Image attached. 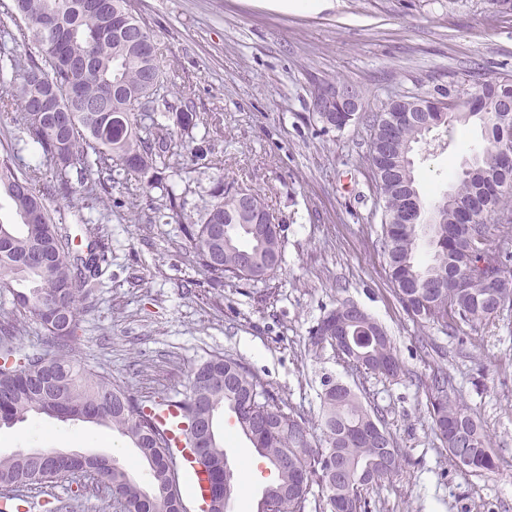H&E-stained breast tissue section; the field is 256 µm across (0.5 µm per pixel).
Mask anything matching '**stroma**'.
<instances>
[{
  "label": "stroma",
  "mask_w": 512,
  "mask_h": 512,
  "mask_svg": "<svg viewBox=\"0 0 512 512\" xmlns=\"http://www.w3.org/2000/svg\"><path fill=\"white\" fill-rule=\"evenodd\" d=\"M161 61L176 71L185 100L218 128L195 131L207 153L182 154L176 177L185 192L180 220L153 223L163 188L121 180L104 200L86 189L52 196L48 207L72 242L89 231L78 216L101 219L111 265L78 314L75 354L141 400L190 393L192 371L221 355L242 364L284 409L310 424L321 416L325 379L348 385L381 409L404 453L400 472L370 495L371 512H512V307L478 329L454 335L414 323L390 282L381 246L382 203L369 161L372 116L398 97L454 82L474 71L512 75V16L490 0H334L312 12L272 9L261 0H136ZM352 86L362 102L344 128L324 126L313 110L318 86ZM414 154L423 196L446 189L462 161L482 151L479 127L439 128ZM15 169L41 165L22 124L0 117V159ZM46 177L50 166L41 165ZM259 193L281 228L282 263L270 278L207 283L195 264L186 223L198 220L217 178ZM348 300L382 324L404 373L388 379L353 371L333 349L313 351L309 332L336 302ZM446 371L455 396L486 429L499 459L495 472L451 463L427 408L426 385ZM236 482L228 512H257L274 477L245 482L255 458L241 432H226ZM54 448L112 456L139 481L147 470L118 433L39 414L0 427V454ZM76 512H102L104 488L91 479L58 482Z\"/></svg>",
  "instance_id": "1"
}]
</instances>
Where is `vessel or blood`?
I'll return each instance as SVG.
<instances>
[{
    "label": "vessel or blood",
    "mask_w": 512,
    "mask_h": 512,
    "mask_svg": "<svg viewBox=\"0 0 512 512\" xmlns=\"http://www.w3.org/2000/svg\"><path fill=\"white\" fill-rule=\"evenodd\" d=\"M152 415L157 427L171 444L173 462L189 487V497L195 512H203L209 493V480L197 462L194 449L186 445L187 423L181 400L176 397L169 398L166 405L154 409Z\"/></svg>",
    "instance_id": "vessel-or-blood-1"
}]
</instances>
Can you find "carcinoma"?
I'll list each match as a JSON object with an SVG mask.
<instances>
[{
	"instance_id": "obj_1",
	"label": "carcinoma",
	"mask_w": 512,
	"mask_h": 512,
	"mask_svg": "<svg viewBox=\"0 0 512 512\" xmlns=\"http://www.w3.org/2000/svg\"><path fill=\"white\" fill-rule=\"evenodd\" d=\"M84 2L12 0L11 14L24 25L17 26L9 39L31 41L40 51L25 62L0 51V112L20 107L23 130L55 171V182L42 186L37 170L16 171L7 161L0 162V192L13 202L21 219L18 224H0V236L8 245L0 251V289L54 339L51 353L25 349L15 343V324L0 323V426L23 422L36 413L111 429L127 438L144 462L154 460L148 472L151 484H167L171 493L150 502L142 494L143 485L111 457L89 453L71 461L49 449L44 461L27 451L0 457V498L10 512H20L29 504L26 492L87 476L107 490V507L119 512H188L166 440L145 412L146 402L75 358L79 303L96 288L108 260L92 235L86 249H70L62 227L48 214L47 196L71 195L72 173L81 186L95 176L90 190L104 194L110 193L117 183L115 173L121 170L140 175L148 188L162 184L174 147L187 149L194 139L197 113L165 95L175 76L163 69L150 23L137 13L133 0H111L107 12L88 11ZM480 85L473 100L450 82L441 99L426 90L392 101L382 115L389 122L374 131L370 145L371 165L385 202L382 245L395 295L414 322L450 333L460 323L477 328L512 303V267L498 288L477 280L452 290L438 286L441 274L464 273L475 262L464 232H452L460 214L446 202L448 195L459 200L480 191L491 207L484 217L512 213V174L504 176L494 167L496 153L512 149V126L506 128L499 120L503 101L512 99V78H491ZM336 90L330 82L319 86L314 109L322 123L346 125L350 113L321 111L324 96H333ZM158 112L175 114L182 136L179 144H173L169 129L155 121ZM470 124L484 129L487 143L476 155L477 162L450 180L449 192L430 201L416 197L422 210L438 215L442 232L428 234L423 224L403 223L407 194L419 185L414 162H404L402 150L414 148L439 127ZM165 190L168 204L154 208L155 223L181 217V195L172 185ZM208 196L200 221L184 227L208 284L221 288L226 279H252L244 269L249 262L264 267L265 276L274 273L282 261L281 235L254 225L257 214L270 215L259 194H253L249 212L240 210L232 194L224 191L222 178ZM215 224L228 227V234L211 233ZM18 281L29 283L28 291L15 290L13 283ZM349 306V301L338 303L312 328V350L335 347L336 336L347 331L360 339L358 354L341 352L355 368L386 376L391 370L402 371L386 329L366 314L343 320L342 310ZM225 407L277 472L276 481L263 492L258 512H266L269 501L274 512H306L315 487L320 492L315 512H368L369 492L401 469L402 453L383 413L367 408L350 389L327 386L317 438L304 415L277 406L270 391L245 367L215 356L191 375L190 395L184 400L187 440H192L201 415ZM428 412L444 447H456L459 437L465 436L468 468L497 469L486 431L466 406L450 397L448 375L442 370L434 375ZM284 456L288 466L281 468L278 462ZM198 459L208 473L223 470L224 440L213 434L208 452Z\"/></svg>"
}]
</instances>
